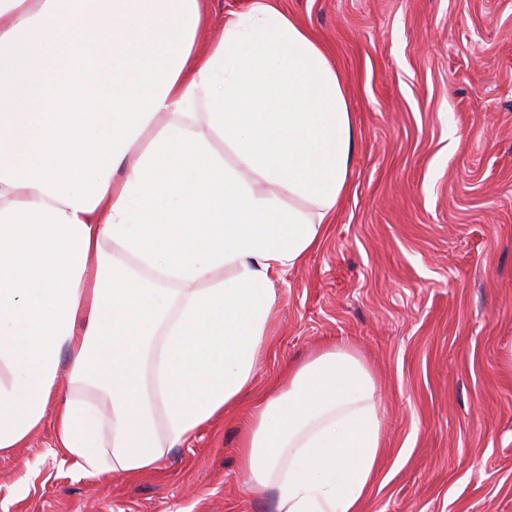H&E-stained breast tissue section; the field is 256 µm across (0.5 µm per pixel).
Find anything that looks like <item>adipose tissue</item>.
I'll return each instance as SVG.
<instances>
[{
	"mask_svg": "<svg viewBox=\"0 0 512 512\" xmlns=\"http://www.w3.org/2000/svg\"><path fill=\"white\" fill-rule=\"evenodd\" d=\"M0 0V451L52 419L82 476L144 472L250 388L276 280L326 238L357 130L321 45L250 0ZM223 150H216V143ZM111 412L51 405L61 355ZM255 405L239 463L277 512H361L373 374L336 345ZM249 0H209L208 7L211 13L212 22L208 28H206L199 35L200 47L202 44L217 39L224 26V16L232 12H240L246 9Z\"/></svg>",
	"mask_w": 512,
	"mask_h": 512,
	"instance_id": "adipose-tissue-1",
	"label": "adipose tissue"
}]
</instances>
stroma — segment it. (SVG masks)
<instances>
[{
    "mask_svg": "<svg viewBox=\"0 0 512 512\" xmlns=\"http://www.w3.org/2000/svg\"><path fill=\"white\" fill-rule=\"evenodd\" d=\"M274 4L324 46L358 136L325 241L276 283L252 389L139 474L80 476L44 420L0 452V512H275L240 434L323 343L380 387L362 512H512V0Z\"/></svg>",
    "mask_w": 512,
    "mask_h": 512,
    "instance_id": "stroma-1",
    "label": "stroma"
}]
</instances>
